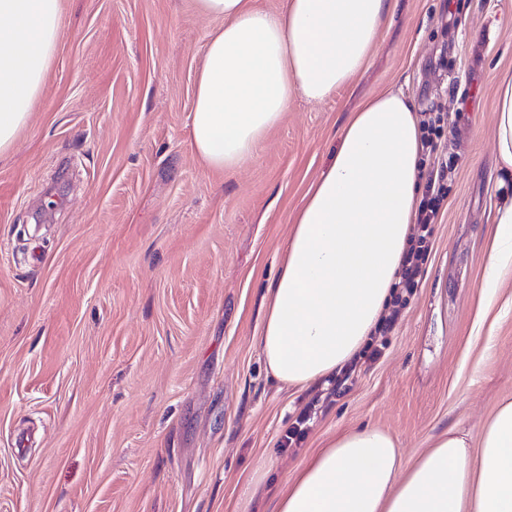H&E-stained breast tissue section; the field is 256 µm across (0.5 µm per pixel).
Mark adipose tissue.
I'll use <instances>...</instances> for the list:
<instances>
[{"label": "adipose tissue", "instance_id": "adipose-tissue-1", "mask_svg": "<svg viewBox=\"0 0 512 512\" xmlns=\"http://www.w3.org/2000/svg\"><path fill=\"white\" fill-rule=\"evenodd\" d=\"M221 20L197 72L190 143L206 167L253 158L293 99L323 102L369 61L393 0H196ZM61 25L60 0H0V156L28 125ZM495 162L512 175V73L494 77ZM422 127L400 90L351 112L299 207L256 343L269 376L304 389L374 335L392 300L421 198ZM485 285L512 266V198L494 208ZM275 512H512V400L478 434L453 427L404 463L374 427L332 436L279 491Z\"/></svg>", "mask_w": 512, "mask_h": 512}]
</instances>
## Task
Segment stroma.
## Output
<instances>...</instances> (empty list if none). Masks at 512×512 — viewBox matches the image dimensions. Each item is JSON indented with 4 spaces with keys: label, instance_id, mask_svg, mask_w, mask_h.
I'll list each match as a JSON object with an SVG mask.
<instances>
[{
    "label": "stroma",
    "instance_id": "1",
    "mask_svg": "<svg viewBox=\"0 0 512 512\" xmlns=\"http://www.w3.org/2000/svg\"><path fill=\"white\" fill-rule=\"evenodd\" d=\"M218 20L195 0H61L44 92L0 158V512H272L332 434L390 433L405 461L512 399V268L479 319L495 165L493 70L512 0H398L348 87L293 100L224 172L189 139ZM400 88L444 112L455 158L421 286L384 357L278 441L317 387L271 381L254 337L308 187L349 112ZM323 394L318 395L308 402L296 415L294 422L288 427L285 434L281 437L280 448L287 451L289 448L301 446L308 436L314 420L317 418L318 405Z\"/></svg>",
    "mask_w": 512,
    "mask_h": 512
}]
</instances>
